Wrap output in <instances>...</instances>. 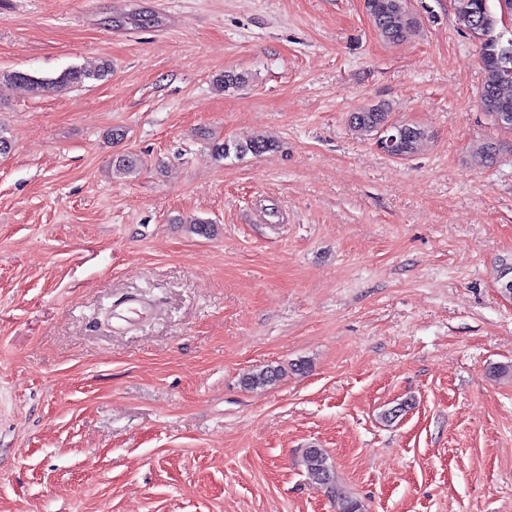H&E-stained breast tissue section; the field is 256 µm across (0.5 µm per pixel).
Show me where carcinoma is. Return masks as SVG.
<instances>
[{"label":"carcinoma","instance_id":"obj_1","mask_svg":"<svg viewBox=\"0 0 512 512\" xmlns=\"http://www.w3.org/2000/svg\"><path fill=\"white\" fill-rule=\"evenodd\" d=\"M367 11L373 15L374 27L379 36L389 43L405 41L415 32L418 22L407 8V0H365ZM502 0H457L459 22L472 34L480 35L481 58L484 59V79L478 90L481 109L489 116L496 112L512 113V39L502 44L496 31L500 24ZM110 72V64L102 62L94 69L71 68L55 78L37 77L15 70L0 73V86L24 88L32 93L47 92L79 84L86 79L99 78ZM247 82L245 74H227L216 80L221 91L238 88ZM391 121L388 104L379 103L351 114L350 123L360 131L377 133ZM426 139L424 130L406 124L398 139L397 153L404 157L415 155ZM272 143L254 139L245 144L225 141L214 144V152L224 158L251 153L262 154L271 149ZM281 367L266 366L244 376L242 385L257 389L272 384L282 376ZM308 478L323 487L336 505V512H364V505L343 488L336 477V470L322 448H308L302 455Z\"/></svg>","mask_w":512,"mask_h":512}]
</instances>
